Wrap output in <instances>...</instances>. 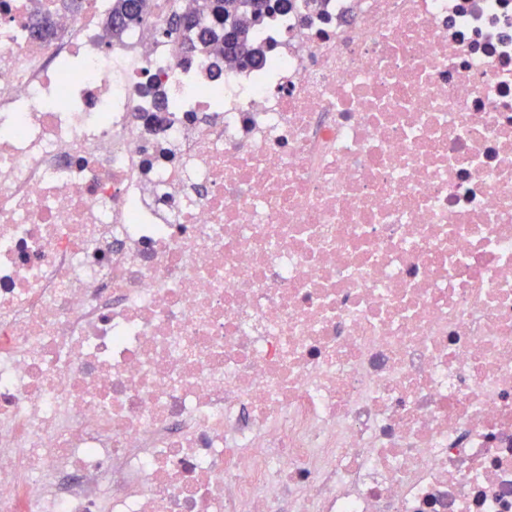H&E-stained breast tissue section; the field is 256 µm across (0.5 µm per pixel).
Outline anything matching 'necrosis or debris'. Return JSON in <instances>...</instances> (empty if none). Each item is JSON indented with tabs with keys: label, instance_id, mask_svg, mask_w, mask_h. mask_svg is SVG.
Wrapping results in <instances>:
<instances>
[{
	"label": "necrosis or debris",
	"instance_id": "obj_1",
	"mask_svg": "<svg viewBox=\"0 0 512 512\" xmlns=\"http://www.w3.org/2000/svg\"><path fill=\"white\" fill-rule=\"evenodd\" d=\"M184 6L0 0V512H512V0ZM115 4L112 8V16L108 21V27L114 34H119L126 27H115L113 25L114 18H122L123 25L133 23L135 19L138 20V23L142 20V12H143V1L144 0H114ZM134 4H138L136 7H132ZM201 3L198 8L182 11L183 15H175L183 19L182 23H170L166 27L164 33L175 37H182L192 44L191 34L199 25V19L204 7L218 20L217 27L220 34L213 33L214 39L221 41L225 48L227 56L235 59L242 64H260L263 62V53L261 49H254L249 38L250 24L259 23L266 14L273 11H279L272 8L264 10L263 7H270L259 0H199ZM224 22L228 26H232L234 30V38L227 41L229 46H224Z\"/></svg>",
	"mask_w": 512,
	"mask_h": 512
}]
</instances>
